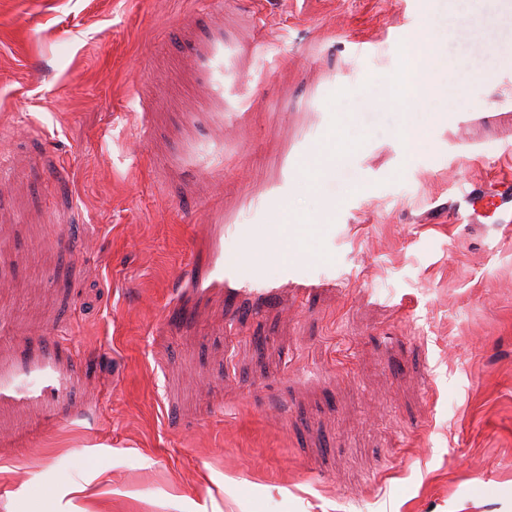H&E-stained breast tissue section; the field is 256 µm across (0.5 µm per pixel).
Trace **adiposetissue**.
I'll return each instance as SVG.
<instances>
[{
	"instance_id": "adipose-tissue-1",
	"label": "adipose tissue",
	"mask_w": 512,
	"mask_h": 512,
	"mask_svg": "<svg viewBox=\"0 0 512 512\" xmlns=\"http://www.w3.org/2000/svg\"><path fill=\"white\" fill-rule=\"evenodd\" d=\"M431 58L420 46H412L409 60L404 69L387 80V93L391 104L403 109L402 122L398 135L408 148L422 146L424 143V126L415 122L413 112L422 111L424 103L431 98L447 100L449 94H461L462 86L447 87L428 80L427 73Z\"/></svg>"
}]
</instances>
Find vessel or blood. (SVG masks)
I'll list each match as a JSON object with an SVG mask.
<instances>
[{
  "label": "vessel or blood",
  "mask_w": 512,
  "mask_h": 512,
  "mask_svg": "<svg viewBox=\"0 0 512 512\" xmlns=\"http://www.w3.org/2000/svg\"><path fill=\"white\" fill-rule=\"evenodd\" d=\"M455 224H512V178L484 189L462 190L448 205Z\"/></svg>",
  "instance_id": "vessel-or-blood-1"
}]
</instances>
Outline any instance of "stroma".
<instances>
[{
	"label": "stroma",
	"mask_w": 512,
	"mask_h": 512,
	"mask_svg": "<svg viewBox=\"0 0 512 512\" xmlns=\"http://www.w3.org/2000/svg\"><path fill=\"white\" fill-rule=\"evenodd\" d=\"M426 1L0 0V512H512V224L437 211L512 177V8ZM430 66L431 58L428 53L420 45L413 44L404 69L389 77L386 83L389 102L404 112L397 135L409 149L424 144V125L413 120L411 113L407 112L408 105L415 112H424V103L430 98H436L446 102L448 108V84L429 81L427 73Z\"/></svg>",
	"instance_id": "35a3bbf8"
}]
</instances>
